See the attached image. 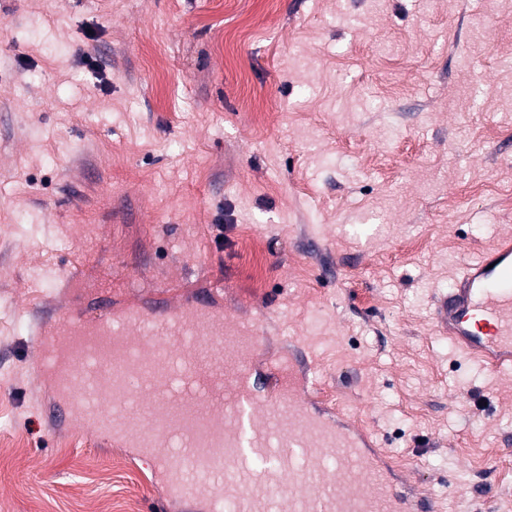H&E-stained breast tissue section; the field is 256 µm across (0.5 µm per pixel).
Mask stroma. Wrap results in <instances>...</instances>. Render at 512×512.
Here are the masks:
<instances>
[{
    "mask_svg": "<svg viewBox=\"0 0 512 512\" xmlns=\"http://www.w3.org/2000/svg\"><path fill=\"white\" fill-rule=\"evenodd\" d=\"M506 196L512 0H0V512H158L48 417L33 327L173 281L261 324L256 393L297 358L436 512H512V374L431 305Z\"/></svg>",
    "mask_w": 512,
    "mask_h": 512,
    "instance_id": "35a3bbf8",
    "label": "stroma"
}]
</instances>
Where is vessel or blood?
<instances>
[{
	"label": "vessel or blood",
	"instance_id": "obj_1",
	"mask_svg": "<svg viewBox=\"0 0 512 512\" xmlns=\"http://www.w3.org/2000/svg\"><path fill=\"white\" fill-rule=\"evenodd\" d=\"M218 290L199 300L157 299L147 309L98 305L82 313L60 310L40 321L35 336L39 370L72 342L82 350L69 368L100 370L111 363L120 378L95 379V393L112 402L117 417L102 418L94 406L78 402L77 379L45 386L62 412L77 410L84 425L108 432L131 459L152 452L150 470L169 500L194 501L198 485L189 466L210 477L208 512H270V489L287 485L291 512H432L425 496L402 490L382 456L352 426L326 415L300 396L296 383L277 384L273 393L255 397L249 369L226 381L221 364L225 332L246 362L263 349L258 325L225 319ZM435 327L469 358L497 372H512V235L500 238L466 263L455 285L435 294ZM205 338L214 351L206 375H198L191 348ZM151 389L150 418L142 427L123 415L136 383ZM266 422L254 428L255 414ZM182 465H175V458Z\"/></svg>",
	"mask_w": 512,
	"mask_h": 512
}]
</instances>
